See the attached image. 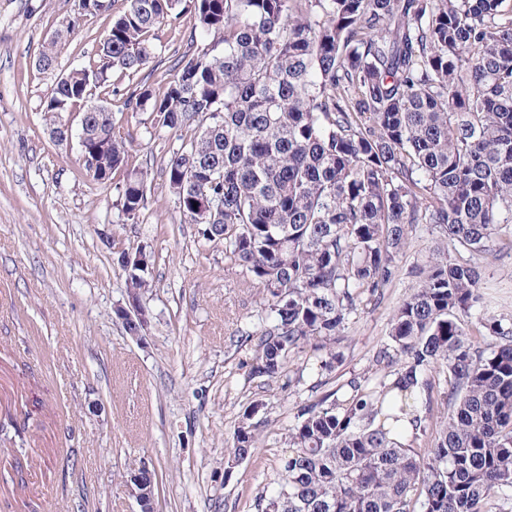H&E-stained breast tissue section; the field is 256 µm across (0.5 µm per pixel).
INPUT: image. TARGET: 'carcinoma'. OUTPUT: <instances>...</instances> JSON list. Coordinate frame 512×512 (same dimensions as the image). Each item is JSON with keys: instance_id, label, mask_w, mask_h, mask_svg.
Listing matches in <instances>:
<instances>
[{"instance_id": "obj_1", "label": "carcinoma", "mask_w": 512, "mask_h": 512, "mask_svg": "<svg viewBox=\"0 0 512 512\" xmlns=\"http://www.w3.org/2000/svg\"><path fill=\"white\" fill-rule=\"evenodd\" d=\"M120 10H114L116 2ZM38 51L55 69L83 16L110 27L96 59L55 77L49 130L90 112L92 181L126 218L146 206L127 171L132 143L111 102L154 128L194 131L166 164L181 220L257 288L265 324L246 333L251 374L276 379L313 357L332 370L367 300L399 270L417 224L452 250L411 270L371 375L303 406L288 428L276 490L254 512H492L512 492V329L460 317L482 302L480 259L501 225L512 251V0H91ZM187 49L164 62L155 31L184 12ZM221 34L211 44L207 37ZM166 66L158 91L145 69ZM94 104L99 109L90 111ZM126 270L140 293L151 255ZM442 410L439 419L434 413ZM265 404L241 415L227 473L258 448ZM418 423L395 439L400 422Z\"/></svg>"}]
</instances>
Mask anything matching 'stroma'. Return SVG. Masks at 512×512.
I'll use <instances>...</instances> for the list:
<instances>
[{"label": "stroma", "mask_w": 512, "mask_h": 512, "mask_svg": "<svg viewBox=\"0 0 512 512\" xmlns=\"http://www.w3.org/2000/svg\"><path fill=\"white\" fill-rule=\"evenodd\" d=\"M73 5L0 0V469L24 481L0 482V512H139L127 473L142 465L157 477L155 512H252L317 382L367 372L393 307L415 285L411 269L429 254L430 227L414 228L383 302L352 321L334 370L251 376L241 336L259 327L263 301L223 243L182 222L165 170L177 137L152 128L148 113L114 112L146 183L133 223L116 191L86 176L77 147L46 129L41 102L55 73L81 67L109 26L83 19L54 72L39 71L41 44ZM139 249L152 262L146 323L133 337L117 315L128 305L118 259ZM481 275L483 304L468 325L486 313L512 325V258L484 259ZM256 401L267 406L261 444L225 475V450Z\"/></svg>", "instance_id": "obj_1"}]
</instances>
